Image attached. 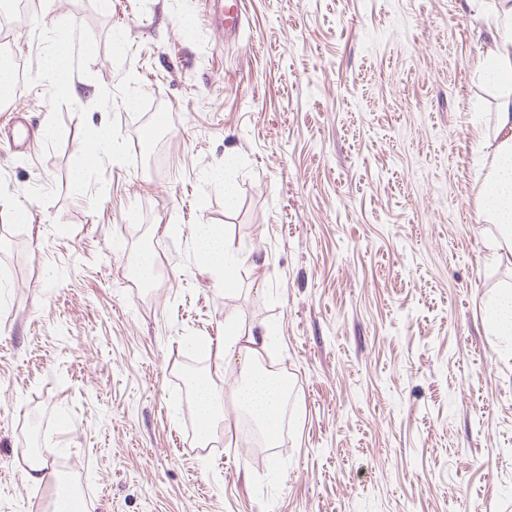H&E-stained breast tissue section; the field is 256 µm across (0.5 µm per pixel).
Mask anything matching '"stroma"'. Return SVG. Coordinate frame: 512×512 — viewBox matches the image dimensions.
<instances>
[{
  "label": "stroma",
  "instance_id": "obj_1",
  "mask_svg": "<svg viewBox=\"0 0 512 512\" xmlns=\"http://www.w3.org/2000/svg\"><path fill=\"white\" fill-rule=\"evenodd\" d=\"M478 7L240 0L228 42L211 0H36L9 43L27 79L0 105V512H46L32 448L86 512H512ZM68 22L63 94L45 60ZM14 112L34 133L16 151ZM102 124L122 147L94 157ZM202 224L246 258L233 289L196 258ZM148 253L151 287H130ZM228 318L274 330L279 447L219 428L197 449L184 373L213 366Z\"/></svg>",
  "mask_w": 512,
  "mask_h": 512
}]
</instances>
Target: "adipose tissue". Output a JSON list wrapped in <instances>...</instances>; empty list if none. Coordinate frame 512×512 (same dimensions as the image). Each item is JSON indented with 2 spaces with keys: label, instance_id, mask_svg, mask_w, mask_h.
Returning <instances> with one entry per match:
<instances>
[{
  "label": "adipose tissue",
  "instance_id": "adipose-tissue-1",
  "mask_svg": "<svg viewBox=\"0 0 512 512\" xmlns=\"http://www.w3.org/2000/svg\"><path fill=\"white\" fill-rule=\"evenodd\" d=\"M489 30L492 47L479 65L477 76L500 88L502 94L494 134L479 139L475 150L479 173L490 187L481 200V214L485 221L499 225L501 238L495 249L499 257L508 259L512 257V0H497ZM194 241L199 260L221 273L225 287H234L235 259L223 235L202 225ZM224 354L236 358L241 367L242 384L234 395L236 405L256 422L266 442H274L281 431L288 389L284 378L266 366L267 360L277 355L270 330L261 325L244 334L225 332ZM191 391L201 444H208L217 426L232 429V422L224 418V398L216 390L211 372L195 375Z\"/></svg>",
  "mask_w": 512,
  "mask_h": 512
}]
</instances>
